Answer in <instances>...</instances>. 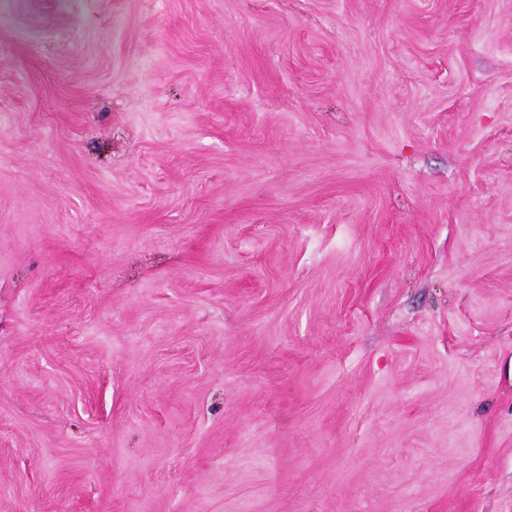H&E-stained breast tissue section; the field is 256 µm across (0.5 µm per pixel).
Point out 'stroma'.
<instances>
[{
	"instance_id": "stroma-1",
	"label": "stroma",
	"mask_w": 512,
	"mask_h": 512,
	"mask_svg": "<svg viewBox=\"0 0 512 512\" xmlns=\"http://www.w3.org/2000/svg\"><path fill=\"white\" fill-rule=\"evenodd\" d=\"M0 512H512V0H0Z\"/></svg>"
}]
</instances>
